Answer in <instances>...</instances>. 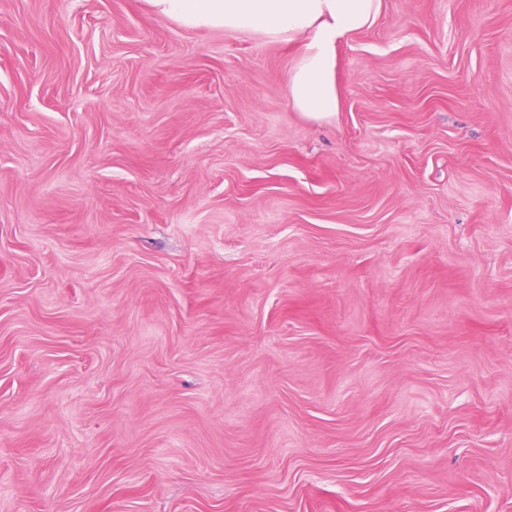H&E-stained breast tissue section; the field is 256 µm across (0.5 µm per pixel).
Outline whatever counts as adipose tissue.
Here are the masks:
<instances>
[{"label": "adipose tissue", "instance_id": "adipose-tissue-1", "mask_svg": "<svg viewBox=\"0 0 512 512\" xmlns=\"http://www.w3.org/2000/svg\"><path fill=\"white\" fill-rule=\"evenodd\" d=\"M149 12L191 30H223L301 50L285 79L289 108L329 123L340 110L337 49L371 28L382 0H145Z\"/></svg>", "mask_w": 512, "mask_h": 512}]
</instances>
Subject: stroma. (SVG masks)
<instances>
[{"instance_id":"obj_1","label":"stroma","mask_w":512,"mask_h":512,"mask_svg":"<svg viewBox=\"0 0 512 512\" xmlns=\"http://www.w3.org/2000/svg\"><path fill=\"white\" fill-rule=\"evenodd\" d=\"M296 54L0 0V512H512V0Z\"/></svg>"}]
</instances>
